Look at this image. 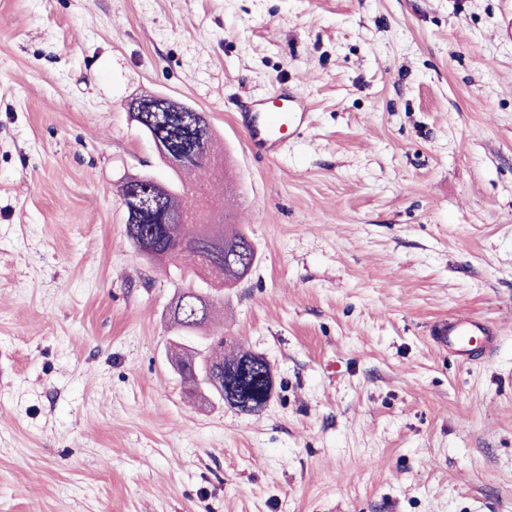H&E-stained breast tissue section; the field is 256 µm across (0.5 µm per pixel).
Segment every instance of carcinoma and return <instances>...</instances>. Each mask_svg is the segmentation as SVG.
<instances>
[{
	"label": "carcinoma",
	"mask_w": 512,
	"mask_h": 512,
	"mask_svg": "<svg viewBox=\"0 0 512 512\" xmlns=\"http://www.w3.org/2000/svg\"><path fill=\"white\" fill-rule=\"evenodd\" d=\"M134 121L168 152L187 156L165 188L131 177L120 188L127 237L143 256L167 260L181 273L201 263L208 272L201 284L181 289L178 296L184 325L175 328L179 341L173 346L179 363L190 370L224 368V391L232 395L228 404L259 410L270 396V367L263 357L224 337L215 322L222 302L216 292L236 287L249 275L257 260L255 246L241 229L187 218L188 201L180 194L191 175L217 178L211 159L220 151L213 132L199 128L192 112H141Z\"/></svg>",
	"instance_id": "obj_1"
}]
</instances>
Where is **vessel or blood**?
Returning <instances> with one entry per match:
<instances>
[{"mask_svg":"<svg viewBox=\"0 0 512 512\" xmlns=\"http://www.w3.org/2000/svg\"><path fill=\"white\" fill-rule=\"evenodd\" d=\"M310 120L307 98L285 86L272 95L251 98L249 111L237 117L238 125L246 132V150L269 157L280 152L286 134L307 128ZM430 334L438 349L463 359L469 358L475 348L492 349L497 339L493 327L466 314L435 321Z\"/></svg>","mask_w":512,"mask_h":512,"instance_id":"b4317fda","label":"vessel or blood"}]
</instances>
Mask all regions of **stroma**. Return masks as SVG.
I'll return each mask as SVG.
<instances>
[{
    "label": "stroma",
    "instance_id": "obj_1",
    "mask_svg": "<svg viewBox=\"0 0 512 512\" xmlns=\"http://www.w3.org/2000/svg\"><path fill=\"white\" fill-rule=\"evenodd\" d=\"M512 0H0V512H512ZM312 124L250 154L244 102ZM205 112L257 262L217 311L258 412L167 362L182 282L117 189L128 110ZM494 325L488 357L429 324ZM430 334L438 349L451 351L462 359L469 358L478 346L491 350L497 339V331L493 327L483 325L480 320L467 314L435 321Z\"/></svg>",
    "mask_w": 512,
    "mask_h": 512
}]
</instances>
